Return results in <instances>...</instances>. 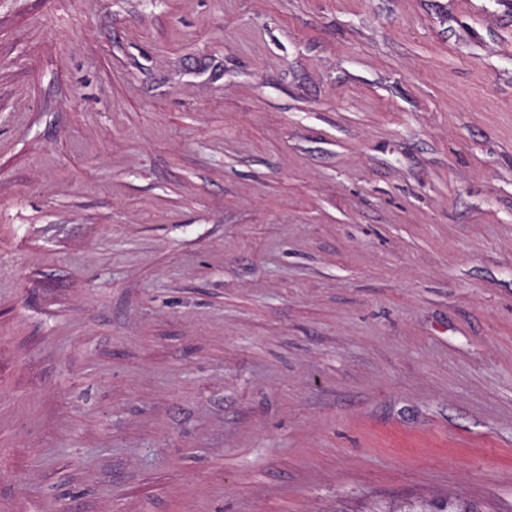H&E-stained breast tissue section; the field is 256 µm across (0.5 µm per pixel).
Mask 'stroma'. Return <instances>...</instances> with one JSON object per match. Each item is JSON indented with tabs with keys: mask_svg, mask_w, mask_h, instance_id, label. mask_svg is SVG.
Returning <instances> with one entry per match:
<instances>
[{
	"mask_svg": "<svg viewBox=\"0 0 512 512\" xmlns=\"http://www.w3.org/2000/svg\"><path fill=\"white\" fill-rule=\"evenodd\" d=\"M512 512V0H0V512ZM441 509L442 511H436ZM380 512H476L469 506L458 505L456 507L448 503L436 505L435 508H430L427 503L421 501H409L399 504H391L381 510Z\"/></svg>",
	"mask_w": 512,
	"mask_h": 512,
	"instance_id": "obj_1",
	"label": "stroma"
}]
</instances>
